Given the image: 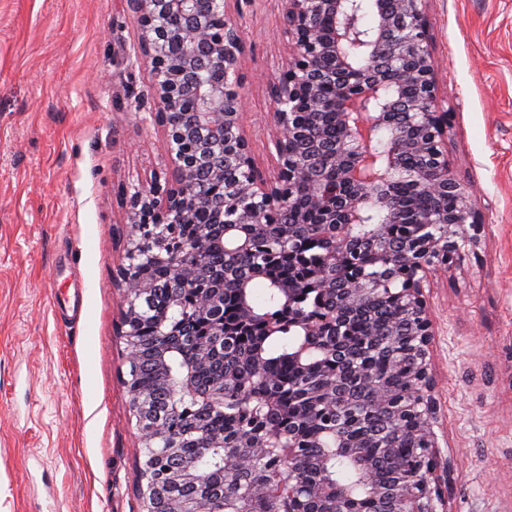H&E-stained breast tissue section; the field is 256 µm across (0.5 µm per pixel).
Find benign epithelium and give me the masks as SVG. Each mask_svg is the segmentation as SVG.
<instances>
[{
	"label": "benign epithelium",
	"instance_id": "benign-epithelium-1",
	"mask_svg": "<svg viewBox=\"0 0 512 512\" xmlns=\"http://www.w3.org/2000/svg\"><path fill=\"white\" fill-rule=\"evenodd\" d=\"M232 0H126L139 31V46L153 75L150 95L152 122L166 138L169 164L165 172L140 184L125 197L127 255L149 246L164 262L184 244L173 229L195 224L213 211L219 241L234 256L252 250L266 237L269 224L297 207V222L320 224L329 252L313 266L315 291L336 295V308L357 309L389 290L394 270L403 277L395 293L408 336L414 341L411 361L414 384L411 407L418 409L415 436L427 448V462L404 479L380 484L369 463L361 460L360 443L343 434L336 418V454L361 466L366 493L386 505L385 512H438L442 502L437 475L438 447L433 423L437 418L430 346L433 323L424 297L430 272L448 266L477 248L483 224L472 209L469 193L452 177L448 166V128L452 114L439 105L435 61L429 45V24L423 0H371L372 22L364 23V0H281L287 57L273 87L275 135L274 174L261 173L242 125L246 45L231 12ZM326 117L336 125L337 142L330 146L313 138L300 147L306 127ZM406 153L421 157L407 168ZM239 172L224 181V172ZM207 171L224 183L217 208L194 189L195 177ZM406 180L445 204L411 222L401 246L390 240L389 227L398 223L392 185ZM370 210L383 219L364 234L357 232ZM470 228H465V225ZM378 264L372 274L357 271L362 247ZM199 260L178 270L188 288L207 275ZM251 278L238 279L241 322L256 316L247 299ZM123 312L120 336L133 363V339L139 319L137 300L155 284L130 264L120 267ZM224 287L197 296L198 310L214 320L216 335L225 334L220 316ZM194 369H183L171 395L173 408L196 397ZM362 382L384 402L394 423L405 410L392 390L369 370H356ZM334 404L345 405L344 380L326 379ZM139 440L149 444L163 432V422L142 421L141 397L131 393ZM274 433L257 436L233 452L229 464L246 468L270 447Z\"/></svg>",
	"mask_w": 512,
	"mask_h": 512
}]
</instances>
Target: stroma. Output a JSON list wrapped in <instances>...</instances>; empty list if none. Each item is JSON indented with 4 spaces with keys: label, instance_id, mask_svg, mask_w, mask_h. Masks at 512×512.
Masks as SVG:
<instances>
[{
    "label": "stroma",
    "instance_id": "1",
    "mask_svg": "<svg viewBox=\"0 0 512 512\" xmlns=\"http://www.w3.org/2000/svg\"><path fill=\"white\" fill-rule=\"evenodd\" d=\"M480 245L425 286L447 512H512V0H425ZM243 129L272 169L281 0H241ZM124 0H0V512H141L115 277L124 194L167 167ZM77 297L76 310L54 306Z\"/></svg>",
    "mask_w": 512,
    "mask_h": 512
}]
</instances>
